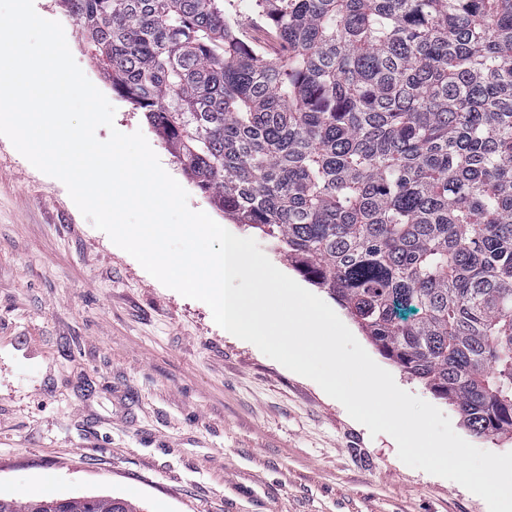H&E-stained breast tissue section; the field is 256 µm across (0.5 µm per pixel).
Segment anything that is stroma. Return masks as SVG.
<instances>
[{
	"mask_svg": "<svg viewBox=\"0 0 512 512\" xmlns=\"http://www.w3.org/2000/svg\"><path fill=\"white\" fill-rule=\"evenodd\" d=\"M73 57L142 131L206 212L293 267L258 230L229 221L91 59L59 0ZM336 314L396 384L438 407L474 446L457 409L385 358L347 310ZM105 495L142 512H488L460 484L405 465L311 379L217 326L203 302L149 275L93 227L65 185L0 136V498Z\"/></svg>",
	"mask_w": 512,
	"mask_h": 512,
	"instance_id": "stroma-1",
	"label": "stroma"
}]
</instances>
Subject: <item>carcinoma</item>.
I'll return each mask as SVG.
<instances>
[{"label": "carcinoma", "mask_w": 512, "mask_h": 512, "mask_svg": "<svg viewBox=\"0 0 512 512\" xmlns=\"http://www.w3.org/2000/svg\"><path fill=\"white\" fill-rule=\"evenodd\" d=\"M224 214L512 437V0H60ZM59 512H138L110 496ZM236 10L237 14L240 16L239 19H242L241 28L244 34L247 35L248 39L256 44V46L260 47L262 50L273 53V47L276 45L273 42L267 41L263 36L264 34L259 31H254L250 26V20H247V16L251 15V1L250 0H236ZM278 46V45H276ZM279 47V46H278Z\"/></svg>", "instance_id": "obj_1"}]
</instances>
